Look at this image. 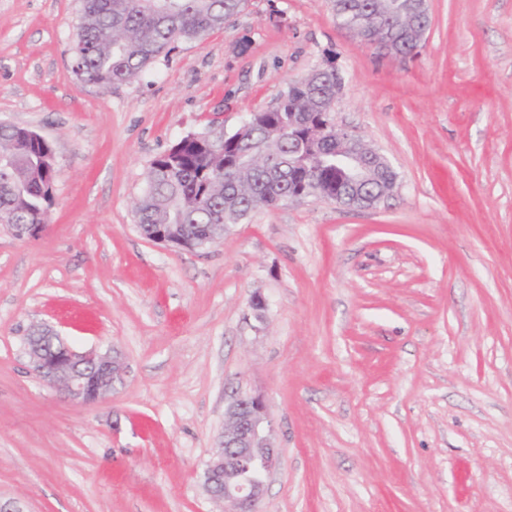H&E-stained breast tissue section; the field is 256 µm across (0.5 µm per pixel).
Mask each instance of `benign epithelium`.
I'll return each mask as SVG.
<instances>
[{
  "label": "benign epithelium",
  "mask_w": 512,
  "mask_h": 512,
  "mask_svg": "<svg viewBox=\"0 0 512 512\" xmlns=\"http://www.w3.org/2000/svg\"><path fill=\"white\" fill-rule=\"evenodd\" d=\"M342 149L336 152V166L347 171L352 182L365 183L375 171L384 169L397 179L390 164L364 149L355 147L359 135L334 128ZM157 242L175 244L194 251L198 246L179 236V229L162 228ZM37 344L27 348L31 371L45 386L59 387L65 396L81 403L104 399L122 373L114 350H75L50 325L30 329ZM271 425L261 396L237 391L224 408V432L213 449L205 470L209 496L224 502V512H262L266 479L279 454L271 441Z\"/></svg>",
  "instance_id": "benign-epithelium-1"
}]
</instances>
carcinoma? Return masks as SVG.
Listing matches in <instances>:
<instances>
[{
    "instance_id": "1",
    "label": "carcinoma",
    "mask_w": 512,
    "mask_h": 512,
    "mask_svg": "<svg viewBox=\"0 0 512 512\" xmlns=\"http://www.w3.org/2000/svg\"><path fill=\"white\" fill-rule=\"evenodd\" d=\"M248 0H82V22L72 45L76 78L104 88L139 78L144 70L180 40H195L221 29L243 12ZM339 26L358 20L393 38L397 56L419 53L426 29L403 30L415 14L417 0H330ZM341 89L333 66L320 69L313 79L301 78L276 103L258 112L261 126L255 139L263 152L277 159L274 166L256 161L240 168V189L224 183V133L209 121V140L193 134L155 157L149 167L147 188L135 214L143 234L154 237L158 224H181L201 242L210 224H237L252 213L276 207L288 194L304 192L308 198L330 200L339 206L372 207L390 188L391 175L382 172L363 185L351 184L336 168L333 150L313 163L296 153L288 136L301 137L294 126L298 114L309 112L334 121L322 104ZM52 150L12 124L0 123V224H42L52 204V186L58 169Z\"/></svg>"
}]
</instances>
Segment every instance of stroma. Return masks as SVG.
I'll return each instance as SVG.
<instances>
[{
	"instance_id": "1",
	"label": "stroma",
	"mask_w": 512,
	"mask_h": 512,
	"mask_svg": "<svg viewBox=\"0 0 512 512\" xmlns=\"http://www.w3.org/2000/svg\"><path fill=\"white\" fill-rule=\"evenodd\" d=\"M428 9L420 54L392 58L329 0H250L102 88L72 72L79 0H0V121L50 140L59 168L44 230L0 224L1 501L221 512L204 472L238 389L281 450L263 512H512V0ZM326 65L337 126L389 162L392 196L288 202L193 252L142 236L152 159ZM42 322L120 353L111 396L29 373Z\"/></svg>"
}]
</instances>
